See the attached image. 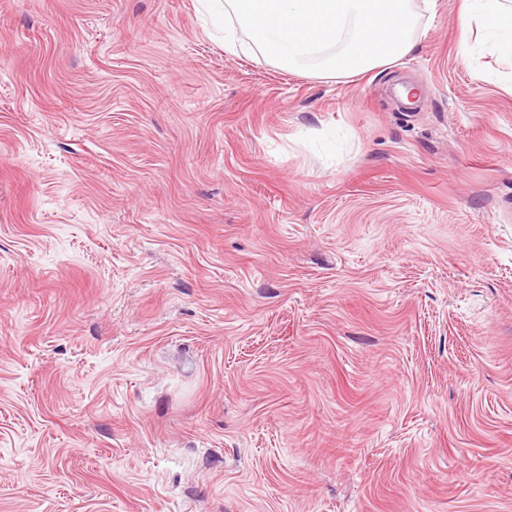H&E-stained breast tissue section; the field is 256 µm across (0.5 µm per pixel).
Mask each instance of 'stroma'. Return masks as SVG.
I'll list each match as a JSON object with an SVG mask.
<instances>
[{
  "label": "stroma",
  "instance_id": "obj_1",
  "mask_svg": "<svg viewBox=\"0 0 512 512\" xmlns=\"http://www.w3.org/2000/svg\"><path fill=\"white\" fill-rule=\"evenodd\" d=\"M413 4L344 79L0 0V512H512V60Z\"/></svg>",
  "mask_w": 512,
  "mask_h": 512
}]
</instances>
